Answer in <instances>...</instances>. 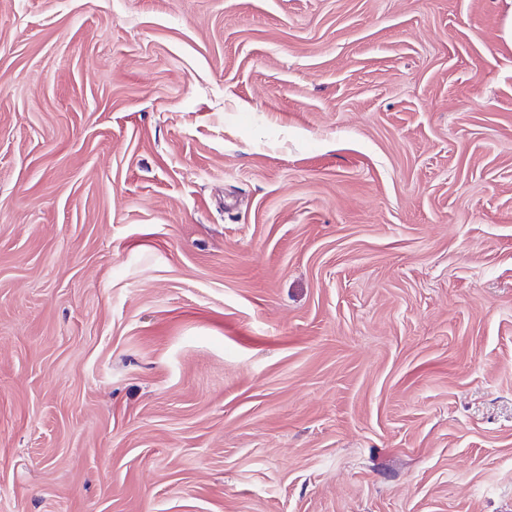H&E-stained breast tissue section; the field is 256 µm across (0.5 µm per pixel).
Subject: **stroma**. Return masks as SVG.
I'll return each instance as SVG.
<instances>
[{
	"instance_id": "obj_1",
	"label": "stroma",
	"mask_w": 512,
	"mask_h": 512,
	"mask_svg": "<svg viewBox=\"0 0 512 512\" xmlns=\"http://www.w3.org/2000/svg\"><path fill=\"white\" fill-rule=\"evenodd\" d=\"M512 0H0V512H512Z\"/></svg>"
}]
</instances>
